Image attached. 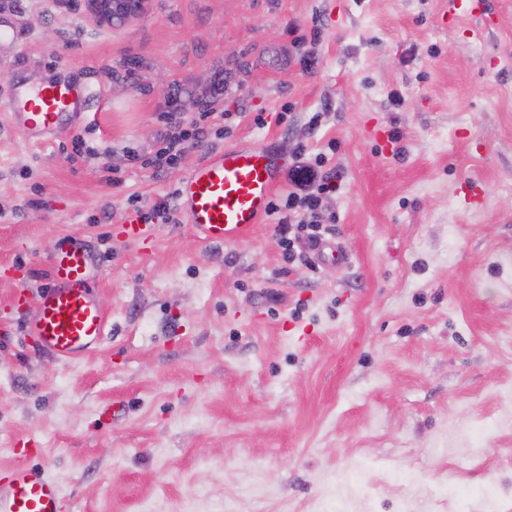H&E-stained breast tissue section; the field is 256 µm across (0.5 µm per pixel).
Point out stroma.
<instances>
[{"label": "stroma", "instance_id": "obj_1", "mask_svg": "<svg viewBox=\"0 0 512 512\" xmlns=\"http://www.w3.org/2000/svg\"><path fill=\"white\" fill-rule=\"evenodd\" d=\"M447 10L147 0L100 25L0 0V93L101 90L46 143L0 110V473L26 452L70 512H512V0ZM175 92L207 134L157 170ZM301 146L335 177L341 265L286 264L274 215L222 245L150 217L208 153ZM68 239L108 321L64 361L25 320Z\"/></svg>", "mask_w": 512, "mask_h": 512}]
</instances>
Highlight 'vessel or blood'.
<instances>
[{
  "label": "vessel or blood",
  "instance_id": "obj_1",
  "mask_svg": "<svg viewBox=\"0 0 512 512\" xmlns=\"http://www.w3.org/2000/svg\"><path fill=\"white\" fill-rule=\"evenodd\" d=\"M90 85L59 82L13 86L0 110L31 138L69 131L73 114L97 97ZM284 165L264 150L227 149L209 154L177 189L179 212L207 242H234L251 233L268 214ZM92 258L65 242L49 261L51 289L26 322V334L41 349L67 360L91 352L101 341L107 314L91 289ZM0 512H63L62 490L25 461L0 477Z\"/></svg>",
  "mask_w": 512,
  "mask_h": 512
}]
</instances>
